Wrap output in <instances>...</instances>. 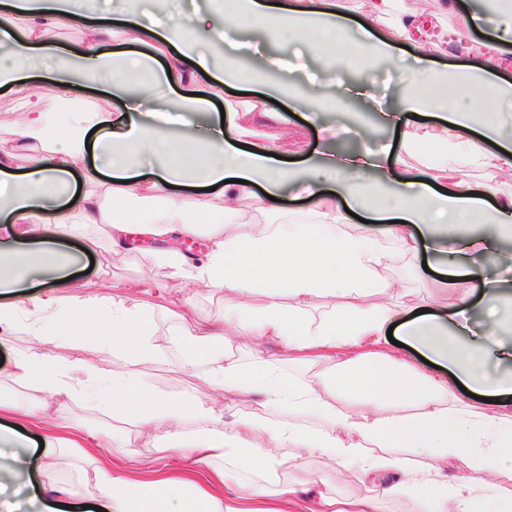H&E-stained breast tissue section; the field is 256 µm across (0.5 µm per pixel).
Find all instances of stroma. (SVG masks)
<instances>
[{"instance_id": "obj_1", "label": "stroma", "mask_w": 512, "mask_h": 512, "mask_svg": "<svg viewBox=\"0 0 512 512\" xmlns=\"http://www.w3.org/2000/svg\"><path fill=\"white\" fill-rule=\"evenodd\" d=\"M448 0H394L396 10L413 13L418 18L432 21L434 28L446 31L451 41L446 47H437L433 40H425L424 50L436 67L459 68L480 59L489 61L499 78L512 81V48L498 51L485 27L462 32L453 13L446 9ZM466 35L468 46L457 49L454 36ZM261 48L260 54L232 57V64L250 71L260 78L263 87L281 91L280 104L286 107L284 118L276 119L260 112L250 113L247 128L261 136L285 142L288 155L300 168L313 169L324 165L330 153H353L362 150L380 152L382 148L397 149L399 140L395 127L385 121L381 113L368 108L358 89H366L377 100L399 106L407 98L408 84L414 76L413 46H404L397 63H377L369 69L338 71L321 75V61L314 53H307L300 67L284 74L265 67L263 54L282 53L293 56L296 45L281 48L271 33L254 32L250 35ZM87 235L96 242L90 271H79L75 287L61 288L64 296L77 294L99 299L104 312H111L113 300L138 298L151 313L150 340L168 359L177 360L189 353V341L178 339L173 331L177 322V302H185L198 316L221 321L224 316V296L221 292L189 280L175 279L165 263L172 254V238L157 239L140 236L137 244L112 249L102 227L91 225ZM425 257L410 258L395 255L387 269L388 277L397 286L395 302L427 304L432 310H444L451 302L449 292L438 288L434 272L425 270ZM46 288L36 289L34 297L49 296ZM34 297L17 301V322L13 328L0 329V398L21 399L29 405L34 418L49 416L59 426L79 425V433L64 442L60 464L52 475L53 481L63 484L71 494L72 502L92 505L94 487L89 479L93 466L91 457L98 449L120 442L122 452L113 457L114 465L132 478L146 479L152 472L178 473L185 465L181 459H160L154 446L168 435L166 421H158L152 430H145L139 418L116 417L111 407L101 400L84 394V387H102L112 380L130 377L133 368L119 358L102 361L99 368H91L79 375L78 386H66L54 391L26 389L11 381L9 363L14 352L32 351L52 356L62 367L88 360L89 355L77 343L57 340L38 341L28 336L23 325L33 308ZM144 380L156 391L172 397L210 396L223 400L224 393L212 389L198 374L173 373L165 368L143 371ZM312 473L322 477L337 493L364 495L366 484L355 476L336 473L335 464L325 458L312 457L295 451L288 469L289 478L296 479Z\"/></svg>"}]
</instances>
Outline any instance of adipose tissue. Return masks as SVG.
Returning <instances> with one entry per match:
<instances>
[{"label":"adipose tissue","mask_w":512,"mask_h":512,"mask_svg":"<svg viewBox=\"0 0 512 512\" xmlns=\"http://www.w3.org/2000/svg\"><path fill=\"white\" fill-rule=\"evenodd\" d=\"M177 0H9L0 12V34L10 41L0 53V88L7 89L22 114L14 136L20 145H48V154L30 159L19 173L10 156L0 155V223L25 225L16 246L0 248V326L13 327L14 298L35 286H58L73 277L81 254L63 249L83 225L108 229L114 247L125 234L192 236L207 228L213 248L205 260L180 255L167 259L174 276L224 294V319L212 323L192 312L179 314L177 329L193 346L189 367H202L209 384L230 396H257L268 411L286 406L316 416L310 429L291 422L237 419L224 425V408L196 397L170 398L154 391L140 368L165 365L147 338L146 305L139 299L116 301L102 312L90 298L49 296L34 300L36 312L26 330L33 338L81 343L94 357L109 354L136 368V375L113 381L108 395L116 416L135 415L144 424L167 420L171 430L164 453L193 457L204 466V480L184 473L178 480L158 476L129 478L118 468L98 463L91 481L112 512H263L256 500L268 492L287 457L270 447L299 448L324 457L337 470L357 474L370 484L367 496L338 497L322 490L320 478L279 483L277 512H375L381 500L416 490L430 512H512V489L478 478L493 472L512 480V307L503 298L512 282L490 275L480 256H497L512 239V194L487 205L457 180V171L503 164L512 168V149L486 152L480 141L500 142L494 120L476 122L460 104L468 86L486 91L489 102L512 99V81L496 78L476 61L460 69H434L417 54L426 82L408 102L410 110L437 112L424 140L431 147L425 169H405L401 152L370 161L360 155L330 158L324 182L309 193L316 221L256 226L240 220L243 201L263 211L280 210V198L301 171L280 157V144L261 138L237 144L239 113L227 123L210 124L191 138L168 136V117L186 121L205 112L207 98L188 86L212 64V52L228 33L263 30L279 42L299 41L331 67L353 58L398 59L422 25L410 14L391 15V0H369L363 35L347 39L346 0H222L219 9L185 13ZM83 22L78 59L64 55L55 30ZM121 38L144 45L148 54L132 57L105 53L103 42ZM166 67L156 70V57ZM80 68L85 82L126 93V74L146 75V96H159L154 114L138 104L113 113L73 93L68 76ZM39 86H32V79ZM102 161L86 176L77 208L62 199L75 170L89 150ZM374 167L375 179L360 170ZM201 190L197 206L183 191ZM221 197L223 206L212 203ZM360 211L369 226L346 229L348 211ZM425 255L442 287L455 294V307L471 302L481 309L480 334L441 313L413 314L411 308L385 302L395 285L385 274L394 251ZM334 299L320 318L312 301ZM280 345L290 360L309 368L303 379L284 376L277 362L255 355L236 359L227 347L228 330ZM398 336L406 353L389 349ZM433 364L426 371L411 356ZM12 376L23 385L54 390L72 377L36 353H16ZM465 386L476 399L456 394ZM499 406L486 413L480 397ZM414 408L408 418L390 416L389 408ZM206 419L207 428L186 438L181 424ZM396 448L428 459L427 470L407 471L393 456ZM465 459L472 474L449 481V459Z\"/></svg>","instance_id":"1"}]
</instances>
